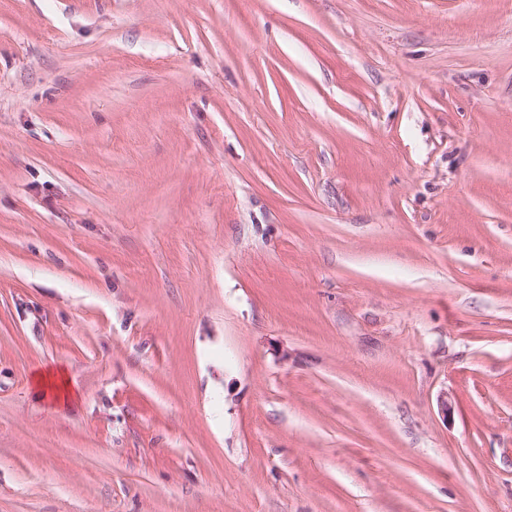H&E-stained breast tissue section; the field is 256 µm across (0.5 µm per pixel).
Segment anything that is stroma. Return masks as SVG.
I'll return each instance as SVG.
<instances>
[{
	"instance_id": "1",
	"label": "stroma",
	"mask_w": 512,
	"mask_h": 512,
	"mask_svg": "<svg viewBox=\"0 0 512 512\" xmlns=\"http://www.w3.org/2000/svg\"><path fill=\"white\" fill-rule=\"evenodd\" d=\"M0 512H512V0H0ZM36 384L44 397L49 392L55 402H60L62 399L67 401L72 396L70 382L62 374L41 373L37 376Z\"/></svg>"
}]
</instances>
